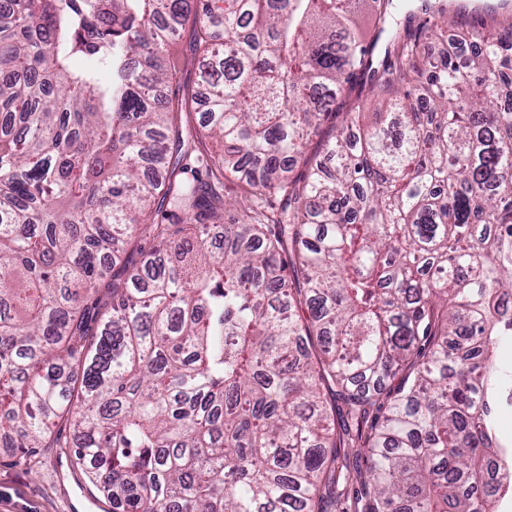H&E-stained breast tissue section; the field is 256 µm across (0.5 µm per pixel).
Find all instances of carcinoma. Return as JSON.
Returning <instances> with one entry per match:
<instances>
[{
	"mask_svg": "<svg viewBox=\"0 0 512 512\" xmlns=\"http://www.w3.org/2000/svg\"><path fill=\"white\" fill-rule=\"evenodd\" d=\"M361 12L0 0V448L16 462L68 449L112 512H498L512 15L420 0L400 24L371 0L366 30ZM188 26L221 153L184 139L196 96L171 93L166 46ZM450 36L479 46L466 64ZM228 177L255 200L226 224ZM138 230L152 247L116 261Z\"/></svg>",
	"mask_w": 512,
	"mask_h": 512,
	"instance_id": "cac0c4a2",
	"label": "carcinoma"
}]
</instances>
